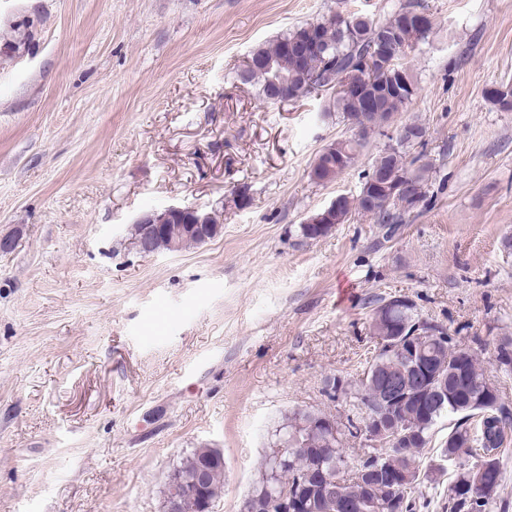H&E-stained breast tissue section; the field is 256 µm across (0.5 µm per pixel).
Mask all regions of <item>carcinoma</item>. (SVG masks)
Wrapping results in <instances>:
<instances>
[{
    "mask_svg": "<svg viewBox=\"0 0 512 512\" xmlns=\"http://www.w3.org/2000/svg\"><path fill=\"white\" fill-rule=\"evenodd\" d=\"M420 15L422 12L410 4L384 22L358 13L348 17L332 14L257 48L236 72V78L257 86L259 97L267 103L274 102L278 90L292 101L327 93V112L336 113L348 125L368 112L374 129L391 121L416 95L418 83L405 59L429 38L432 22L428 19L419 25ZM347 84L370 89L375 100L346 92ZM486 95L499 110L512 112V84L493 86ZM402 127L401 123L395 128V143L384 146L369 160L356 194L338 195L316 212L326 224L325 231L355 216L398 224L427 200L433 164L422 151L409 156L410 150L424 147L425 129L413 124L418 131L413 141L398 134ZM368 136L364 130L323 148L311 169V179L318 184L336 180L358 161ZM372 196L381 204L368 206ZM191 218L190 214L175 218L166 229V239L179 251L202 243L200 237L188 232ZM421 321L416 304L394 305L386 300L373 309L368 332L372 337L389 336L404 323ZM413 340L430 372L443 377L448 395L439 402L434 394L419 392L416 375L403 352L380 349L360 377L353 381L334 377L332 385L326 387L332 401L354 391L365 416L359 420L348 416L344 422L322 412L294 411L287 416L269 454L265 477L246 498V512H279L275 496L282 487L300 504L298 508L288 507V512H418L415 493L426 477L420 469V457L432 442V428L446 414L457 416L438 448L441 460L456 468L446 509L489 512L501 482L502 448L512 430V410L489 397L490 378L478 358L446 328L428 324ZM393 378L407 384L409 394L389 405L381 397ZM375 413L384 418L388 431L385 444L347 466L343 437L359 438L362 425ZM200 469L204 471L201 496L209 503L224 489V463L217 459L216 449L207 445L193 449L174 474L191 490ZM320 471L343 481L351 508L314 489L309 475Z\"/></svg>",
    "mask_w": 512,
    "mask_h": 512,
    "instance_id": "carcinoma-1",
    "label": "carcinoma"
}]
</instances>
